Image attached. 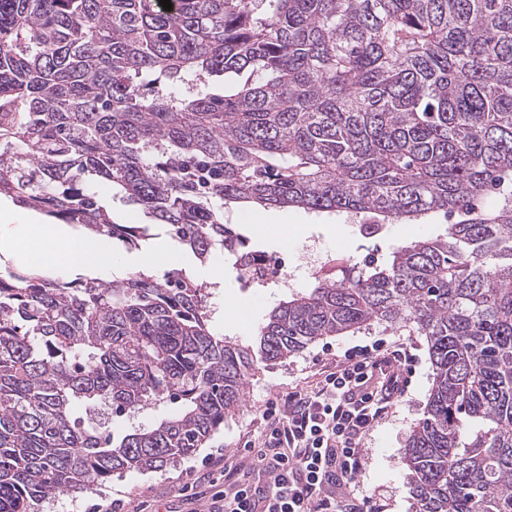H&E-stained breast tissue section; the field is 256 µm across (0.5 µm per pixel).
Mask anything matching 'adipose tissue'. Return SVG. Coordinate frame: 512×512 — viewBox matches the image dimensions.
<instances>
[{"mask_svg":"<svg viewBox=\"0 0 512 512\" xmlns=\"http://www.w3.org/2000/svg\"><path fill=\"white\" fill-rule=\"evenodd\" d=\"M0 252L39 270L55 264L82 266L103 249L94 236H78L57 224H31L22 236L0 237Z\"/></svg>","mask_w":512,"mask_h":512,"instance_id":"adipose-tissue-1","label":"adipose tissue"}]
</instances>
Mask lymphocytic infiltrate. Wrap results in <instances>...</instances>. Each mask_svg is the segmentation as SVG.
Wrapping results in <instances>:
<instances>
[{
    "label": "lymphocytic infiltrate",
    "mask_w": 512,
    "mask_h": 512,
    "mask_svg": "<svg viewBox=\"0 0 512 512\" xmlns=\"http://www.w3.org/2000/svg\"><path fill=\"white\" fill-rule=\"evenodd\" d=\"M416 361L411 346L378 339L270 401L256 447L225 462L208 512H382L355 482L363 443L406 396Z\"/></svg>",
    "instance_id": "1"
}]
</instances>
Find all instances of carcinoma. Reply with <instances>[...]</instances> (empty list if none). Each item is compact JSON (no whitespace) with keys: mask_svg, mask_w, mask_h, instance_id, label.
Segmentation results:
<instances>
[{"mask_svg":"<svg viewBox=\"0 0 512 512\" xmlns=\"http://www.w3.org/2000/svg\"><path fill=\"white\" fill-rule=\"evenodd\" d=\"M171 4L0 0V197L149 243L104 181L202 262L246 252L226 206L447 224L288 294L248 345L182 272L0 271V512L192 456L256 364L374 324L425 337L433 369L403 458L415 512H512V0ZM164 400L147 427L92 418Z\"/></svg>","mask_w":512,"mask_h":512,"instance_id":"carcinoma-1","label":"carcinoma"}]
</instances>
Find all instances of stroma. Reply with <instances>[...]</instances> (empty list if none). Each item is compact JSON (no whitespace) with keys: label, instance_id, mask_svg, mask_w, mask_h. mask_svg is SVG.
Returning <instances> with one entry per match:
<instances>
[{"label":"stroma","instance_id":"stroma-1","mask_svg":"<svg viewBox=\"0 0 512 512\" xmlns=\"http://www.w3.org/2000/svg\"><path fill=\"white\" fill-rule=\"evenodd\" d=\"M283 220L292 227L287 240L274 239L265 232V225ZM224 221L242 225L251 249L288 256L296 266L294 283L300 289L312 282L307 270L300 266V247L307 238L319 241L323 259L359 263L369 255L384 260L395 246L433 235L438 230L434 224H392L384 234L366 239L360 236L356 226L344 223L342 217L280 208L229 207L224 211ZM154 232L156 242L171 245L169 271L182 270L197 280L213 284V326L242 343H250L262 315L285 296V289L242 285L234 273L225 269L223 253H214L203 263L182 246L171 244L164 228L155 227ZM377 338L412 344L419 362L407 396L368 437L366 463L357 483L377 503L383 504L385 512H411L412 499L402 456L411 430L423 416L433 371L424 337L383 325L320 340L285 362L253 371L247 380L241 410L227 418L223 428L177 466L116 475L92 493H59L43 502L39 512H95L96 507H107L116 498L128 502L131 512H182L186 484H195L202 492L210 481L221 479L223 468L217 465V458L240 456L245 444L256 439L262 412L270 400L308 387L317 380L320 370L335 362L337 354Z\"/></svg>","mask_w":512,"mask_h":512}]
</instances>
